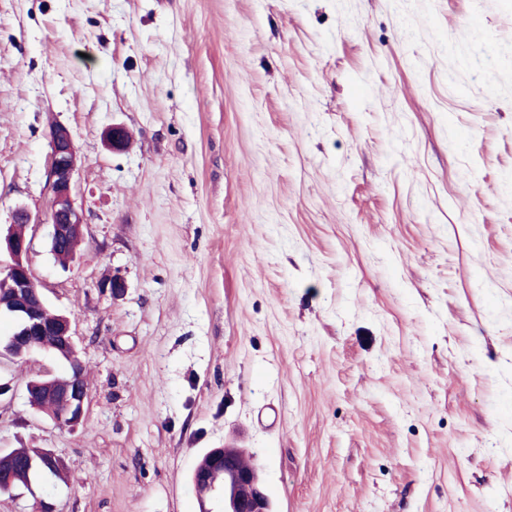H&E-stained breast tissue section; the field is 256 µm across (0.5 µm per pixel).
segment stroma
Masks as SVG:
<instances>
[{
	"instance_id": "35a3bbf8",
	"label": "stroma",
	"mask_w": 512,
	"mask_h": 512,
	"mask_svg": "<svg viewBox=\"0 0 512 512\" xmlns=\"http://www.w3.org/2000/svg\"><path fill=\"white\" fill-rule=\"evenodd\" d=\"M19 209L88 398L59 428L27 384L63 362L0 352V451L66 473L0 512H199L226 445L272 512H512V0H0ZM50 170L49 179L52 190V207L50 212L51 236L50 249L72 241L73 245L62 246L56 257L62 260L70 258L78 240L83 237L84 218L75 209L71 199L73 175L76 169V152L71 133L68 128L56 125L50 132ZM78 244V245H77Z\"/></svg>"
}]
</instances>
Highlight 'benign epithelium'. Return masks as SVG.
<instances>
[{"instance_id":"benign-epithelium-1","label":"benign epithelium","mask_w":512,"mask_h":512,"mask_svg":"<svg viewBox=\"0 0 512 512\" xmlns=\"http://www.w3.org/2000/svg\"><path fill=\"white\" fill-rule=\"evenodd\" d=\"M50 146V249L54 251L75 238L82 239L84 218L71 199L76 152L69 129L62 125L53 127ZM29 248L27 236L15 232L11 227L5 236H0V250H6L11 258L4 272L10 275L12 282L10 290L0 294V316L9 318L14 326L12 342L24 344L29 351L35 349V338L43 335L47 329L62 343L74 348L75 339L66 317L58 315L49 325L44 322V299L25 261ZM82 367L81 361H73L75 375L67 381L61 393L49 389L44 392V395L55 397L61 404L62 413L55 420L59 426L73 428L83 417L88 388L80 373ZM236 455L237 449L229 446L217 449V457L224 460V491L219 493L213 488L204 492L203 497L213 499L222 496L224 512H271L256 468H238Z\"/></svg>"}]
</instances>
